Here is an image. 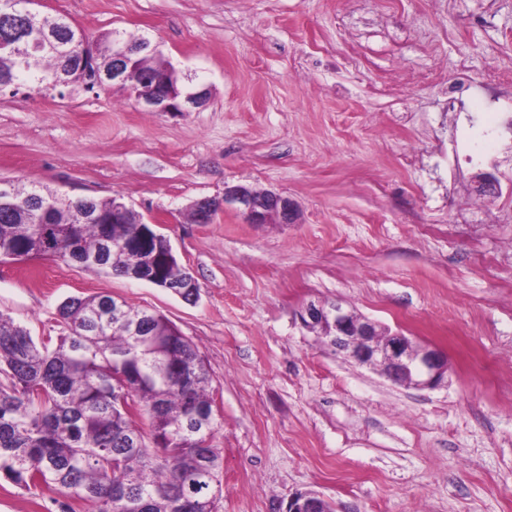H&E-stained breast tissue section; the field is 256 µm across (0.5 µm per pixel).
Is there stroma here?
Returning a JSON list of instances; mask_svg holds the SVG:
<instances>
[{"mask_svg":"<svg viewBox=\"0 0 512 512\" xmlns=\"http://www.w3.org/2000/svg\"><path fill=\"white\" fill-rule=\"evenodd\" d=\"M89 39L148 38L207 104L150 112L116 86L0 91V179L121 196L197 280L188 302L59 258L0 262V312L57 336L70 296L164 315L205 358L218 512H512V0H39ZM494 176L482 192L476 178ZM245 185L294 224L193 203ZM448 356L399 386L304 328L309 302ZM0 480V512H60ZM330 506L331 504L323 497L305 492L292 497L285 512H328Z\"/></svg>","mask_w":512,"mask_h":512,"instance_id":"1","label":"stroma"}]
</instances>
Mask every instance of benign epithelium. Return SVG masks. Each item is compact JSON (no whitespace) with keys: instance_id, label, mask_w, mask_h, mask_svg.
<instances>
[{"instance_id":"benign-epithelium-1","label":"benign epithelium","mask_w":512,"mask_h":512,"mask_svg":"<svg viewBox=\"0 0 512 512\" xmlns=\"http://www.w3.org/2000/svg\"><path fill=\"white\" fill-rule=\"evenodd\" d=\"M94 77L99 86L110 79L127 88L143 105L158 112H187L191 107L205 105L208 100L207 89L203 88L186 95L183 103H173L178 94L173 73L169 75L171 86L166 103L157 92L161 80L140 78L131 67L125 69L120 65L112 69L110 75L97 71ZM229 206L236 207L251 224H291L296 217V205L288 197L236 185L224 187L221 197L197 200L193 204L196 221L208 224ZM129 246L142 255V264L136 273L139 280L177 296L182 295L185 288L199 294L196 279L177 274L180 264L170 241L154 225L141 230ZM300 320L322 344L396 384L432 389L448 377V356L441 349L418 344L401 332H392L377 321L346 308L339 300L308 303L300 312ZM329 507L330 503L323 497L305 492L288 501L286 512H328Z\"/></svg>"}]
</instances>
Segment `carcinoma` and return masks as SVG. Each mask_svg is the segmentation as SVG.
<instances>
[{"label": "carcinoma", "instance_id": "cac0c4a2", "mask_svg": "<svg viewBox=\"0 0 512 512\" xmlns=\"http://www.w3.org/2000/svg\"><path fill=\"white\" fill-rule=\"evenodd\" d=\"M21 2L0 0V90L83 82L77 48L85 34L63 15L29 18ZM26 26L39 29L38 42ZM117 39L131 47L138 75L171 66L149 39L111 30L98 37L99 69L112 70ZM87 207L112 215L110 198L86 204L42 186H12L0 195V252H50L133 278L140 261L113 242L135 236L141 217L84 222ZM125 310L140 335L112 320V297L68 298L57 309L59 336L40 343L0 313V478L28 491L60 490L61 512H72V501L94 512H216L223 455L212 445L217 421L204 358L163 315ZM137 417L149 420V432Z\"/></svg>", "mask_w": 512, "mask_h": 512}]
</instances>
